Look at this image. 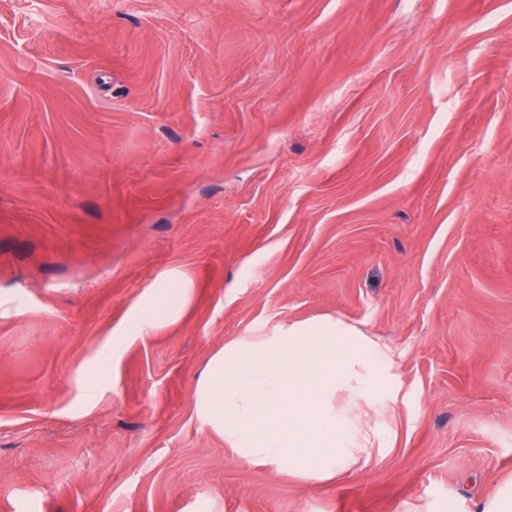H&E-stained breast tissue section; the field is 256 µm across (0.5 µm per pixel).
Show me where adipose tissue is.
I'll list each match as a JSON object with an SVG mask.
<instances>
[{"label": "adipose tissue", "mask_w": 512, "mask_h": 512, "mask_svg": "<svg viewBox=\"0 0 512 512\" xmlns=\"http://www.w3.org/2000/svg\"><path fill=\"white\" fill-rule=\"evenodd\" d=\"M189 298L188 288L163 284L144 325L178 316ZM398 369L391 346L328 314L226 342L192 402L238 458L318 485L382 459L390 442L372 417L390 410Z\"/></svg>", "instance_id": "obj_1"}]
</instances>
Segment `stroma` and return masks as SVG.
Segmentation results:
<instances>
[{"label":"stroma","mask_w":512,"mask_h":512,"mask_svg":"<svg viewBox=\"0 0 512 512\" xmlns=\"http://www.w3.org/2000/svg\"><path fill=\"white\" fill-rule=\"evenodd\" d=\"M330 313L401 391L387 457L312 486L192 396ZM510 477L512 0H0V512H476ZM190 293V288L174 283L163 284L144 311V325L150 328L160 321L178 316L188 302Z\"/></svg>","instance_id":"obj_1"}]
</instances>
